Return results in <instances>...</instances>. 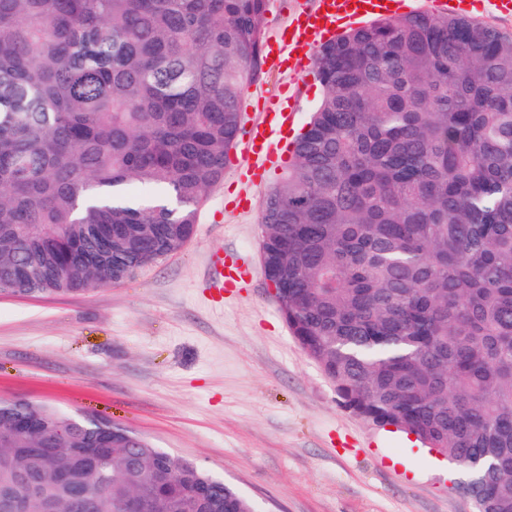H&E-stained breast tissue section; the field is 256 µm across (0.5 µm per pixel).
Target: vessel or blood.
Returning <instances> with one entry per match:
<instances>
[{"label": "vessel or blood", "mask_w": 512, "mask_h": 512, "mask_svg": "<svg viewBox=\"0 0 512 512\" xmlns=\"http://www.w3.org/2000/svg\"><path fill=\"white\" fill-rule=\"evenodd\" d=\"M411 0H320L316 11L295 12L290 27L281 31L266 48V65L275 71L296 75L307 73L314 51L333 39L336 31L372 17H387L409 11ZM266 123L246 128L242 137V155L255 161L254 178L279 164V150L292 130L296 100L289 88H282L280 98L265 100Z\"/></svg>", "instance_id": "b4317fda"}]
</instances>
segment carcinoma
<instances>
[{"label": "carcinoma", "instance_id": "1", "mask_svg": "<svg viewBox=\"0 0 512 512\" xmlns=\"http://www.w3.org/2000/svg\"><path fill=\"white\" fill-rule=\"evenodd\" d=\"M268 3L0 0V293L117 284L185 245L266 75ZM314 63L321 99L260 213L281 312L347 409L466 459L476 512H512V34L420 10ZM16 416L41 431L0 447V494L26 512H88L81 483L137 512H258L120 423L59 434L72 415L0 401Z\"/></svg>", "mask_w": 512, "mask_h": 512}]
</instances>
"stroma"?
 <instances>
[{"label":"stroma","mask_w":512,"mask_h":512,"mask_svg":"<svg viewBox=\"0 0 512 512\" xmlns=\"http://www.w3.org/2000/svg\"><path fill=\"white\" fill-rule=\"evenodd\" d=\"M293 83L302 132L319 82L267 72L243 98ZM249 161L224 171L177 253L82 293L0 294V400L105 417L196 461L261 512H475L459 467L392 427L346 410L292 335L260 259L269 181ZM254 210L231 207L238 194ZM244 280L211 287L217 255Z\"/></svg>","instance_id":"1"}]
</instances>
